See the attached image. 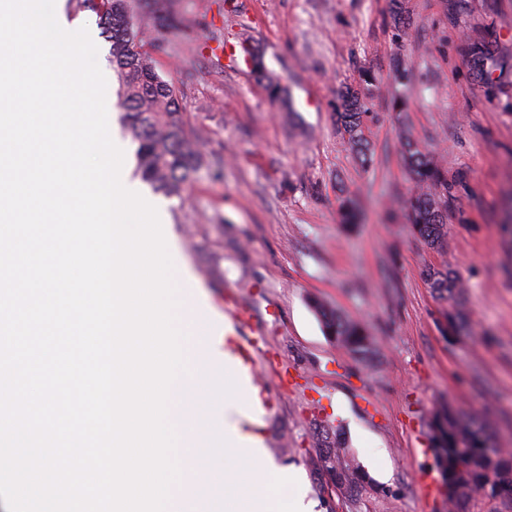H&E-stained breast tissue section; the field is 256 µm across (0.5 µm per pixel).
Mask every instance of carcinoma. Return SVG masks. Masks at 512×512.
<instances>
[{
    "label": "carcinoma",
    "instance_id": "carcinoma-1",
    "mask_svg": "<svg viewBox=\"0 0 512 512\" xmlns=\"http://www.w3.org/2000/svg\"><path fill=\"white\" fill-rule=\"evenodd\" d=\"M79 7L95 11L106 38L111 43L116 72L118 107L132 139L138 143L137 171L142 180L168 195H181L196 179L205 163L202 134L191 126L183 112L174 85L158 73L154 57L144 51L150 42L156 51L165 49L171 37L189 41L195 22L177 9V0H75ZM367 109L363 95L348 91L344 110L336 121L348 135L347 143L360 163H372V154L363 135ZM405 154L416 182L407 201L408 220L415 232L429 245H438L446 235L445 211L448 179L436 158L405 144ZM427 280L441 298L453 302L448 324L463 329L465 314L458 300L459 283L450 270L427 271ZM325 326L352 354L365 356L370 336L362 325L322 312ZM444 422L440 447L447 455L462 446L467 454L458 458L465 485L481 497L496 500L512 497V460L499 448V461L489 458L483 448L489 445L484 429L475 419H465L453 408L437 414Z\"/></svg>",
    "mask_w": 512,
    "mask_h": 512
}]
</instances>
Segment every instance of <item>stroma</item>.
<instances>
[{
  "label": "stroma",
  "mask_w": 512,
  "mask_h": 512,
  "mask_svg": "<svg viewBox=\"0 0 512 512\" xmlns=\"http://www.w3.org/2000/svg\"><path fill=\"white\" fill-rule=\"evenodd\" d=\"M87 27L111 72L99 18ZM194 39H173L158 71L205 137L210 165L183 195L144 187L216 312L241 311L228 345L257 354L256 432L275 463L300 468L322 512H448L431 446L443 406L482 417L512 452V0H180ZM494 59L477 69L469 46ZM250 45L263 72L218 47ZM405 76L392 80L394 69ZM374 82L362 86V73ZM276 79L288 95L274 102ZM363 88L362 167L337 127ZM433 154L449 184L447 232L409 224L404 143ZM351 199L360 221L342 224ZM460 282L468 332L441 325L429 269ZM363 324L353 355L322 311ZM388 469L377 479L371 464Z\"/></svg>",
  "instance_id": "obj_1"
}]
</instances>
